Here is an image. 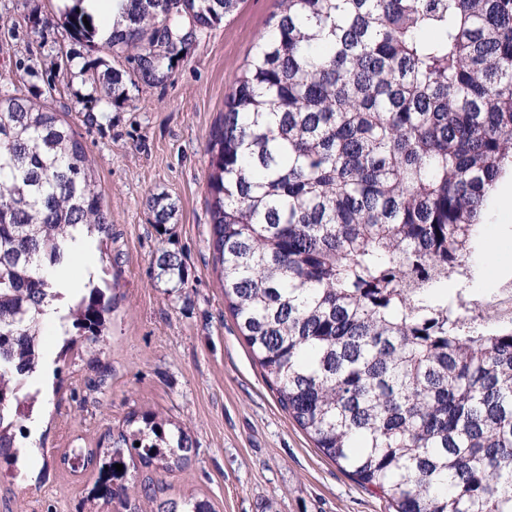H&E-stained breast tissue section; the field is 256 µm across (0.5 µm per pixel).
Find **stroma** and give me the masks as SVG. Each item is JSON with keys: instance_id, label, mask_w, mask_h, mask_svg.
Returning <instances> with one entry per match:
<instances>
[{"instance_id": "obj_1", "label": "stroma", "mask_w": 512, "mask_h": 512, "mask_svg": "<svg viewBox=\"0 0 512 512\" xmlns=\"http://www.w3.org/2000/svg\"><path fill=\"white\" fill-rule=\"evenodd\" d=\"M65 0H0V93L44 94L95 163L112 221L95 268L110 266L112 315L99 362L45 328L36 375L41 395L27 422L29 446L17 477L0 474V512H111L88 506L95 482L78 452L106 445L135 411L154 410L182 427L194 451L182 469L158 473L129 462L132 483L159 480L157 501L195 498L211 512H393L387 500L325 457L280 406L224 301L210 246L206 147L224 99L255 43L269 29L275 0H242L205 33L161 85L115 107L90 98L83 71L111 55L73 40L62 27L34 29ZM176 209L156 225L150 195ZM175 253L184 285L168 292L156 259ZM473 260L488 293L512 279V175L492 192Z\"/></svg>"}]
</instances>
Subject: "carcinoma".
Masks as SVG:
<instances>
[{"mask_svg": "<svg viewBox=\"0 0 512 512\" xmlns=\"http://www.w3.org/2000/svg\"><path fill=\"white\" fill-rule=\"evenodd\" d=\"M59 21L92 43L76 5ZM242 0H127L85 71L115 104L164 82ZM36 96L0 95V464L18 472L22 402L41 393L43 305L79 232L110 215L84 144ZM210 245L224 299L269 387L319 450L394 512H512V323L477 316L471 261L490 193L512 172V0H277L215 123ZM155 223L175 206L147 199ZM157 265L182 279L177 257ZM110 271L61 317L62 355H95ZM134 412L84 454L92 499L127 510L137 454L163 472L194 451ZM140 446H135V443ZM123 465L116 471L115 465ZM158 512H209L163 502Z\"/></svg>", "mask_w": 512, "mask_h": 512, "instance_id": "1", "label": "carcinoma"}]
</instances>
